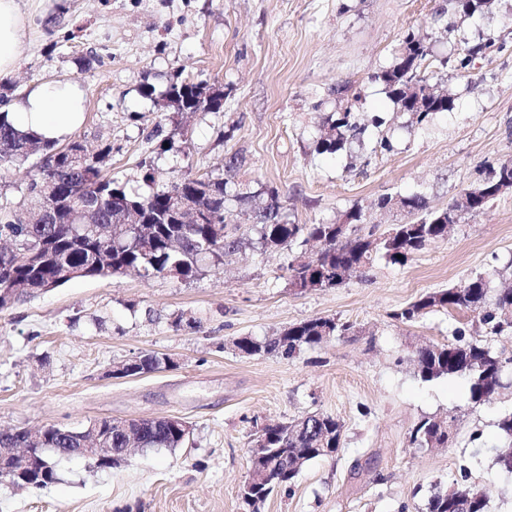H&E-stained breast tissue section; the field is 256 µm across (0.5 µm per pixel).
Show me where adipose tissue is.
Returning a JSON list of instances; mask_svg holds the SVG:
<instances>
[{
  "instance_id": "adipose-tissue-1",
  "label": "adipose tissue",
  "mask_w": 512,
  "mask_h": 512,
  "mask_svg": "<svg viewBox=\"0 0 512 512\" xmlns=\"http://www.w3.org/2000/svg\"><path fill=\"white\" fill-rule=\"evenodd\" d=\"M24 39L20 0H0V77L14 71ZM6 111L9 121L19 132L44 141H62L83 122L85 93L73 81H48L10 102Z\"/></svg>"
}]
</instances>
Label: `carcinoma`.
Listing matches in <instances>:
<instances>
[{
    "mask_svg": "<svg viewBox=\"0 0 512 512\" xmlns=\"http://www.w3.org/2000/svg\"><path fill=\"white\" fill-rule=\"evenodd\" d=\"M487 44L463 43L455 63L460 70L469 66L470 58L484 53ZM430 46L421 37L407 33L400 44L394 64L375 76L387 97L399 112H409L419 125L437 112H448L453 105L436 93L426 75ZM211 89L206 82L174 77L165 90L155 94L146 86L143 96L159 101L180 112H220L221 98L211 102L204 98ZM353 86L346 82L336 88L339 106L324 117L323 129L315 141L318 154H335L347 149L359 134L350 99ZM42 158L33 165L22 203L14 207L0 201V240L17 244V252L0 253V289L28 285L24 297L64 285L74 279L122 278L144 275L162 277L177 271L179 278L189 279L201 270L211 256L239 249L244 244L236 224L226 221L230 206L252 202L265 196L268 203L255 212L253 230L261 248L268 251L288 250L286 267L290 285L303 292L316 288L336 287V270L354 268L364 275L373 262L381 258L393 265L405 266L425 246L445 236V227L459 220V212H482L497 197L491 191L470 207L451 204L431 210L426 198L413 194L400 196L408 221L393 224L378 238L373 231H363L365 211L355 206L345 214V223L355 234L342 231L330 223L292 224L283 214L278 191L261 187L243 194L236 189L234 178L244 158L234 156L225 166L224 177L159 178L152 164L141 163L143 181L149 192H130L126 185L103 173L112 146L90 151L85 142L73 138L68 146L49 144L13 129L6 113L0 112V167L22 164L30 156ZM378 239L376 247L371 240ZM320 245L317 265L297 263L307 246ZM402 258H397V255ZM489 281L478 274L448 289L422 295L407 307L396 310L392 318L414 323L430 311H470L491 336L512 333V288L489 296ZM350 325L334 318H312L296 323L287 331L262 341L250 337L239 339L238 347L247 354L277 353L291 358L305 348L318 347L333 336H343ZM418 374L424 381L441 376L462 379L468 386L471 403L479 406L488 396L512 385V355L492 348L485 340L460 339L443 345L418 348L413 352ZM131 427L156 442L158 448H179L183 439L180 424L171 420L134 419ZM102 428L112 448V466L121 464L124 433L103 421ZM501 449L496 464L512 475V410L502 413L497 422ZM269 447L274 449L261 466L270 469L272 485L255 492L263 502L272 489L289 487L297 475L291 468L294 458L303 453L305 461L336 456L341 445L342 425L329 415H306L291 423H277L265 428ZM454 440L452 425L447 421L424 418L410 433L416 448L444 446ZM6 448H78L79 436L50 426L42 439L32 442L24 428L0 437ZM488 500L472 486L435 490L427 500L426 512H488Z\"/></svg>",
    "mask_w": 512,
    "mask_h": 512,
    "instance_id": "1",
    "label": "carcinoma"
}]
</instances>
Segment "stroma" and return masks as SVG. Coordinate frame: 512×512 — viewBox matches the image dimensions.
<instances>
[{
  "instance_id": "stroma-1",
  "label": "stroma",
  "mask_w": 512,
  "mask_h": 512,
  "mask_svg": "<svg viewBox=\"0 0 512 512\" xmlns=\"http://www.w3.org/2000/svg\"><path fill=\"white\" fill-rule=\"evenodd\" d=\"M28 41L11 97L46 80L79 83L77 134L108 143L110 175L145 192L139 164L168 176L220 177L244 156L245 191H278L289 221L340 223L352 206L376 234L398 223L384 195L422 194L444 208L488 166L512 159V0L460 15L454 0H21ZM430 44L429 72L454 100L425 125L396 111L373 76L390 66L402 36ZM495 43L469 70L450 66L461 42ZM220 87V112H175L142 97L174 76ZM353 82L366 129L349 151L320 155L314 142L336 85ZM231 218L242 250L196 277L82 279L0 310V429H84L98 419L176 416L191 433L179 448L129 452L116 468L64 458L47 487L0 481V512H245L240 491L253 435L308 413L344 425L335 458L304 464L260 512H425L434 487L485 491L488 512H512V476L494 448L512 387L476 406L462 380H422L416 348L484 336L470 312H431L412 324L393 311L419 295L480 274L492 291L512 284V189L463 215L407 265L378 261L340 287L297 292L285 258L263 251L244 211ZM195 317L199 330L175 327ZM350 322L349 335L286 359L248 356L261 340L312 318ZM157 352L171 367L116 377L118 363ZM448 420L445 448H415L413 426Z\"/></svg>"
}]
</instances>
